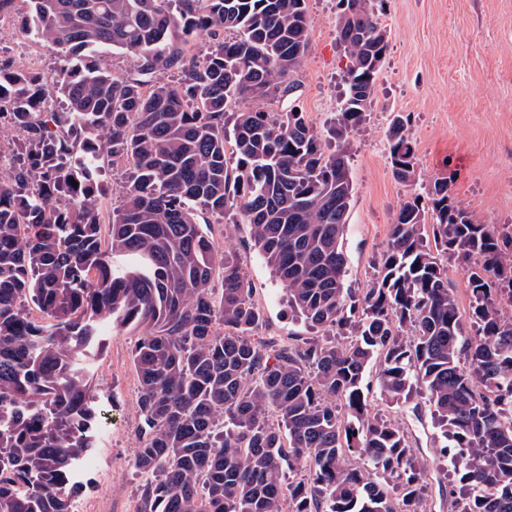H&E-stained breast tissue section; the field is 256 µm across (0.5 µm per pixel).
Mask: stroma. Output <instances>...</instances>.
Wrapping results in <instances>:
<instances>
[{"label": "stroma", "mask_w": 512, "mask_h": 512, "mask_svg": "<svg viewBox=\"0 0 512 512\" xmlns=\"http://www.w3.org/2000/svg\"><path fill=\"white\" fill-rule=\"evenodd\" d=\"M311 47L299 72V103L319 132L341 106L346 60L336 42L337 0H307ZM380 21L388 51L375 98L350 139L354 195L344 233L347 282L370 288L400 206L435 180L450 179L451 195L473 218L512 230V0H385ZM15 66L54 64L22 23L0 30V60ZM410 118L416 144L415 185L391 172L387 130L395 114ZM214 238L237 258L263 321L254 340L274 347L322 338L292 318L285 291L241 217L226 214ZM142 331L130 325L97 337L89 377L99 393L98 442L83 473L81 500L92 512H134L140 481L132 466L140 416L131 354ZM371 411L398 424L426 471L424 512H452L453 463L439 448L440 432L420 395L404 403L370 391Z\"/></svg>", "instance_id": "stroma-1"}]
</instances>
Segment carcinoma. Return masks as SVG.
Listing matches in <instances>:
<instances>
[{"instance_id": "cac0c4a2", "label": "carcinoma", "mask_w": 512, "mask_h": 512, "mask_svg": "<svg viewBox=\"0 0 512 512\" xmlns=\"http://www.w3.org/2000/svg\"><path fill=\"white\" fill-rule=\"evenodd\" d=\"M18 1L57 65L0 61V127L17 133L0 174V512H71L98 428L84 361L104 329L129 325L143 328L136 512H421L423 466L368 409L374 361L381 399L425 394L456 512H512V320L498 309L512 300V233L436 180L400 206L372 286L346 285V144L388 48L373 0H338L354 11L336 20L333 151L296 104L306 0H0V13ZM201 32L212 42L189 48ZM106 51L133 68L114 73ZM408 125L397 114L387 132L403 183L417 171ZM233 209L290 311L332 339L252 340L261 315L241 267L201 224ZM442 256L467 269L466 311Z\"/></svg>"}]
</instances>
